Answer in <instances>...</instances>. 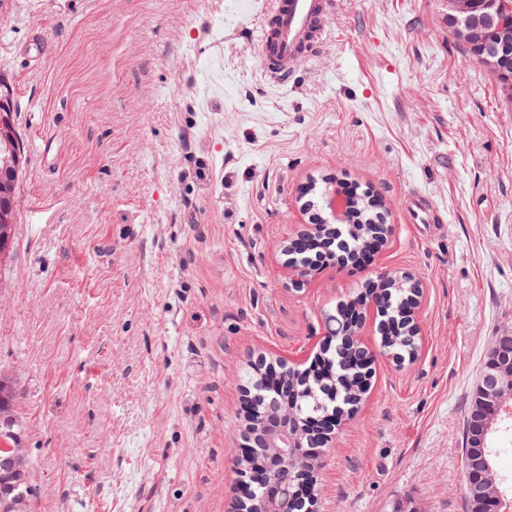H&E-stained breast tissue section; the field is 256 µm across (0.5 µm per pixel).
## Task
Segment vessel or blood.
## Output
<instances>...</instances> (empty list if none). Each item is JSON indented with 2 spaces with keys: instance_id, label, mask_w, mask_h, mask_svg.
Listing matches in <instances>:
<instances>
[{
  "instance_id": "obj_1",
  "label": "vessel or blood",
  "mask_w": 512,
  "mask_h": 512,
  "mask_svg": "<svg viewBox=\"0 0 512 512\" xmlns=\"http://www.w3.org/2000/svg\"><path fill=\"white\" fill-rule=\"evenodd\" d=\"M333 8L332 0H267L255 40L270 81L287 83L299 60V46L304 38L326 40V20ZM435 212L430 198L417 192L408 193L406 215L410 223L433 225Z\"/></svg>"
}]
</instances>
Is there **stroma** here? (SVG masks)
Listing matches in <instances>:
<instances>
[{"instance_id": "obj_1", "label": "stroma", "mask_w": 512, "mask_h": 512, "mask_svg": "<svg viewBox=\"0 0 512 512\" xmlns=\"http://www.w3.org/2000/svg\"><path fill=\"white\" fill-rule=\"evenodd\" d=\"M264 0H0L24 147L0 259V366L17 377L34 512H233L239 406L259 357L305 360L324 313L379 273L421 281L416 358L370 389L315 470V512H466L461 431L512 328V98L437 0H334L287 85ZM357 182L392 226L374 263L292 285L298 188ZM441 231L409 223L407 192Z\"/></svg>"}]
</instances>
